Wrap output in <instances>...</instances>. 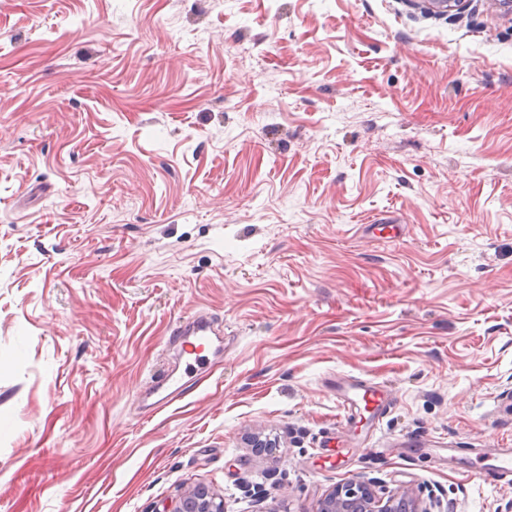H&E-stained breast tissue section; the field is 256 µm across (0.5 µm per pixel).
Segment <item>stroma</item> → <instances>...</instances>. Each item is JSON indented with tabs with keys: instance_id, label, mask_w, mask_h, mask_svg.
I'll return each instance as SVG.
<instances>
[{
	"instance_id": "1",
	"label": "stroma",
	"mask_w": 512,
	"mask_h": 512,
	"mask_svg": "<svg viewBox=\"0 0 512 512\" xmlns=\"http://www.w3.org/2000/svg\"><path fill=\"white\" fill-rule=\"evenodd\" d=\"M399 225L388 237L385 227ZM220 363L139 396L194 313ZM389 393L368 428L336 381ZM274 440V451L253 448ZM512 15L0 0V512H512ZM155 390L146 397V401L154 396L161 394L163 392H168L165 396L155 401H151L148 406H152L153 408H160L164 406V399L170 397L172 399L175 395L180 394L185 389V384L182 383L183 376L178 377L177 374L173 371H168L167 369H163L155 374ZM491 454L492 463L487 464L488 476L501 480L512 477V451L510 448H495ZM318 512H430L412 489L379 497L369 481L351 480L321 500ZM216 499L208 490L197 488L185 493L171 509L163 512H223L224 500L217 502Z\"/></svg>"
}]
</instances>
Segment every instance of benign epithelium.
Instances as JSON below:
<instances>
[{
	"instance_id": "obj_1",
	"label": "benign epithelium",
	"mask_w": 512,
	"mask_h": 512,
	"mask_svg": "<svg viewBox=\"0 0 512 512\" xmlns=\"http://www.w3.org/2000/svg\"><path fill=\"white\" fill-rule=\"evenodd\" d=\"M428 11L446 15L462 9L465 0H425ZM164 512H224V501L216 500L208 490L193 489L185 493L175 505ZM318 512H429L419 495L411 489L380 497L372 484L365 480H351L338 486L321 500Z\"/></svg>"
}]
</instances>
